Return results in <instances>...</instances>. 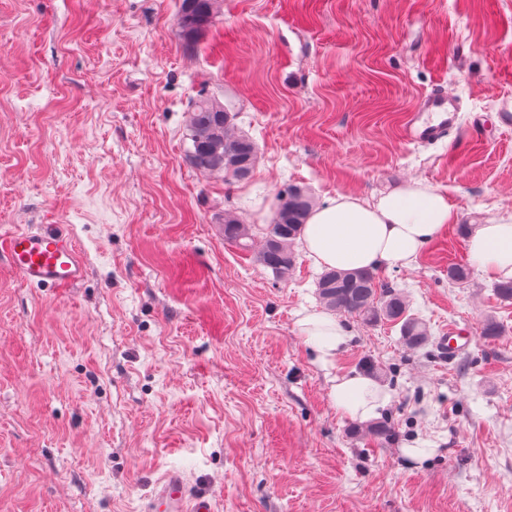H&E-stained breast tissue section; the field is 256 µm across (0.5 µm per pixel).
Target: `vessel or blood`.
I'll use <instances>...</instances> for the list:
<instances>
[{"instance_id": "1", "label": "vessel or blood", "mask_w": 512, "mask_h": 512, "mask_svg": "<svg viewBox=\"0 0 512 512\" xmlns=\"http://www.w3.org/2000/svg\"><path fill=\"white\" fill-rule=\"evenodd\" d=\"M455 99L436 92L421 98L403 125L407 142L434 145L457 125ZM0 255L26 283L64 289L82 281L87 268L72 239L53 229L19 227L0 234ZM149 512H214L211 499L190 494L181 472H166L157 482Z\"/></svg>"}]
</instances>
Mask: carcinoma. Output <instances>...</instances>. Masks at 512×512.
<instances>
[{
  "mask_svg": "<svg viewBox=\"0 0 512 512\" xmlns=\"http://www.w3.org/2000/svg\"><path fill=\"white\" fill-rule=\"evenodd\" d=\"M223 0H180V31L184 44H198L221 14ZM235 114L220 100L199 97L191 106L187 136L192 149L189 163L204 172L221 173L227 179L251 178L257 158L254 141L234 131ZM308 189L288 185L276 194L275 215L270 224H246L236 212L224 211V241L247 250L262 235L257 262L278 279L288 277L295 261L293 247L314 209ZM319 299L329 309L359 317L367 323L400 325L402 343L420 350L429 343L426 324L408 315L402 293L384 285L376 269L355 271L325 270L317 280Z\"/></svg>",
  "mask_w": 512,
  "mask_h": 512,
  "instance_id": "carcinoma-1",
  "label": "carcinoma"
}]
</instances>
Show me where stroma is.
Listing matches in <instances>:
<instances>
[{
    "label": "stroma",
    "mask_w": 512,
    "mask_h": 512,
    "mask_svg": "<svg viewBox=\"0 0 512 512\" xmlns=\"http://www.w3.org/2000/svg\"><path fill=\"white\" fill-rule=\"evenodd\" d=\"M178 5L0 0V228L59 225L88 265L53 290L0 256V512H145L172 468L215 512H512V302L449 281L458 224L379 275L470 347L413 351L344 315L329 363L297 325L319 268L300 254L279 280L221 231L228 210L269 223L287 184L320 204L418 182L459 224L512 213V0H224L192 48ZM438 89L459 132L406 142ZM202 95L256 143L249 180L190 166ZM490 316L501 335L479 336ZM348 372L389 393V438L336 407Z\"/></svg>",
    "instance_id": "stroma-1"
}]
</instances>
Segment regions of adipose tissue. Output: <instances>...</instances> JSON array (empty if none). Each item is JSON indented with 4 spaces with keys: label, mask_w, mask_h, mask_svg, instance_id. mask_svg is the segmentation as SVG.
<instances>
[{
    "label": "adipose tissue",
    "mask_w": 512,
    "mask_h": 512,
    "mask_svg": "<svg viewBox=\"0 0 512 512\" xmlns=\"http://www.w3.org/2000/svg\"><path fill=\"white\" fill-rule=\"evenodd\" d=\"M457 221L446 192L412 182L373 202L343 194L326 200L312 210L300 244L320 267L406 268L417 261L427 242ZM466 250L487 279L512 280V214L475 225L466 238ZM299 324L320 360L335 358L349 342L331 314L308 312ZM331 397L345 415L362 422L375 417L388 401L372 378L356 373L335 376Z\"/></svg>",
    "instance_id": "obj_1"
}]
</instances>
